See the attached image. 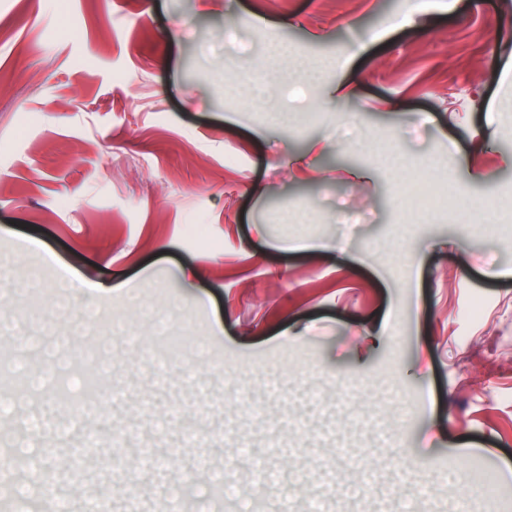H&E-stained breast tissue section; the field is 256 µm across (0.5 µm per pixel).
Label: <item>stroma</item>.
<instances>
[{
	"label": "stroma",
	"mask_w": 512,
	"mask_h": 512,
	"mask_svg": "<svg viewBox=\"0 0 512 512\" xmlns=\"http://www.w3.org/2000/svg\"><path fill=\"white\" fill-rule=\"evenodd\" d=\"M298 59L332 65L300 83ZM2 74L13 335L53 314L61 273L114 283L102 311L148 341L140 297L180 350L161 377L112 351L121 394L80 416L78 374L15 404L44 439L21 458L0 441V475L53 481L21 512H161L175 490L207 512L221 482L259 512H512V223L478 240L443 210L392 233L420 169L474 209L512 204V0H0ZM261 75L308 120L271 124ZM84 303L56 324L75 355L104 333ZM246 448L279 483L256 490ZM475 467L497 507L439 478Z\"/></svg>",
	"instance_id": "stroma-1"
}]
</instances>
